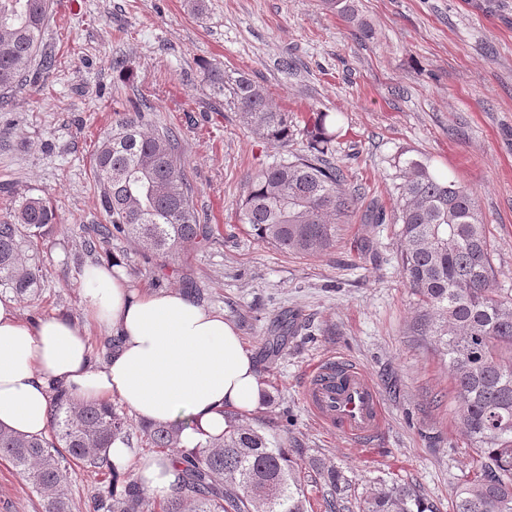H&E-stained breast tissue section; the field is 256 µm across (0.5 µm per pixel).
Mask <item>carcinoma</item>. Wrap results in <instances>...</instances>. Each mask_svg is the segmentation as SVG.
I'll use <instances>...</instances> for the list:
<instances>
[{"instance_id": "carcinoma-1", "label": "carcinoma", "mask_w": 512, "mask_h": 512, "mask_svg": "<svg viewBox=\"0 0 512 512\" xmlns=\"http://www.w3.org/2000/svg\"><path fill=\"white\" fill-rule=\"evenodd\" d=\"M328 4L357 23L359 37H369L352 0ZM52 5L53 0H0V93L24 84L32 61L39 60L43 71L54 66L39 54ZM205 72L250 132L274 145L293 141L292 120L261 84L212 65ZM143 119L140 114L121 121L94 155L107 223L94 229L96 241L88 246L122 237L169 258L209 243L213 229L196 215L178 137L171 130L144 132ZM340 131L339 115L319 112L302 130L304 149L247 177L238 220L249 235L301 255L334 246L337 225L348 223L359 205V195L345 188L343 168L327 162ZM394 167L391 210L373 205L364 218L400 226L402 275L418 296L411 333L425 337L448 360L457 416L476 459L473 476L455 488L453 512H512V291L497 287L475 193L437 176L425 160L398 159ZM54 224L50 202L34 196L23 197L12 219L0 224V287L20 300L36 296L39 285L20 241L43 238ZM50 419L49 440L0 428V458L40 496L43 512H73L69 484L78 469L110 476L107 488L91 500L92 512H153L150 496L131 475L117 491L118 467L107 459L112 443L129 442L124 413L110 404L74 402L59 390ZM188 425L145 421L139 427L147 447L183 460L161 512H308L300 449L230 417L224 437L185 453L179 434ZM312 467L329 512H433L413 487L386 482L354 506L335 467Z\"/></svg>"}]
</instances>
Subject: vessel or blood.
Returning <instances> with one entry per match:
<instances>
[{"label":"vessel or blood","mask_w":512,"mask_h":512,"mask_svg":"<svg viewBox=\"0 0 512 512\" xmlns=\"http://www.w3.org/2000/svg\"><path fill=\"white\" fill-rule=\"evenodd\" d=\"M303 399L323 426L353 440L371 441L384 427L376 388L364 369L347 358L315 363Z\"/></svg>","instance_id":"b4317fda"}]
</instances>
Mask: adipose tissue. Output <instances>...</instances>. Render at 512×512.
Masks as SVG:
<instances>
[{"label":"adipose tissue","mask_w":512,"mask_h":512,"mask_svg":"<svg viewBox=\"0 0 512 512\" xmlns=\"http://www.w3.org/2000/svg\"><path fill=\"white\" fill-rule=\"evenodd\" d=\"M80 288L90 323L113 341L107 353L97 354L86 328L69 318L28 322L11 297H0V426L48 436L53 390L61 387L81 402H119L148 422L189 418L180 446L191 450L224 434L227 411L248 415L260 405L257 360L223 313L177 290L132 289L113 264L87 267ZM107 456L135 464L141 485L157 496L181 472L172 458H137L119 442Z\"/></svg>","instance_id":"obj_1"}]
</instances>
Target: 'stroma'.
<instances>
[{"label": "stroma", "instance_id": "35a3bbf8", "mask_svg": "<svg viewBox=\"0 0 512 512\" xmlns=\"http://www.w3.org/2000/svg\"><path fill=\"white\" fill-rule=\"evenodd\" d=\"M54 0L41 50L54 67L0 100V222L18 197L49 199L59 222L24 244L40 291L24 319L87 316L85 268L121 260L132 287L194 295L223 311L260 356L268 396L246 421L271 430L306 459L336 468L360 500L382 481L415 485L436 512L472 464L456 416L448 364L411 335L417 298L400 273L392 224H369L370 204L391 208L395 157L428 160L473 188L492 240L498 285L512 289V0H356L368 39L323 0ZM297 65L286 71L284 57ZM122 57L123 70L112 67ZM249 75L301 126L338 112L332 163L344 166L360 210L334 247L297 255L257 242L235 214L249 174L287 156L224 107L206 64ZM146 104L150 128L180 138L193 204L215 226L211 244L171 259L115 238L87 251L85 229L105 221L93 157L116 124ZM294 322L279 352L264 356L276 319ZM345 357L361 366L386 410L367 444L326 430L306 407L309 364ZM0 512H42V501L0 459Z\"/></svg>", "mask_w": 512, "mask_h": 512}]
</instances>
